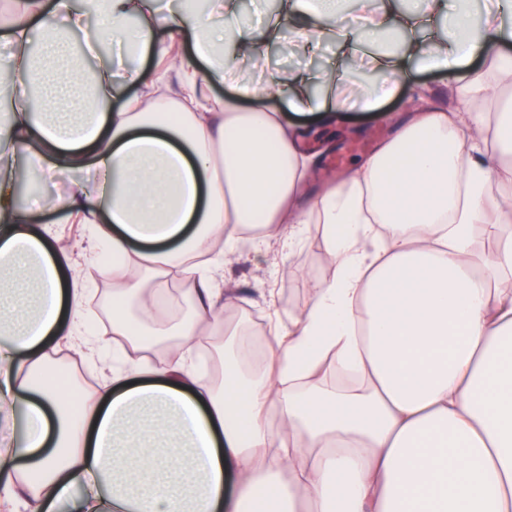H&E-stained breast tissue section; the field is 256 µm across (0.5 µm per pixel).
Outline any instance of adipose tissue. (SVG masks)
Returning a JSON list of instances; mask_svg holds the SVG:
<instances>
[{
    "label": "adipose tissue",
    "mask_w": 512,
    "mask_h": 512,
    "mask_svg": "<svg viewBox=\"0 0 512 512\" xmlns=\"http://www.w3.org/2000/svg\"><path fill=\"white\" fill-rule=\"evenodd\" d=\"M0 25L9 89L0 104V507L5 512H512V0L473 20L472 0L426 11L369 12L339 24L347 0H285L304 50L325 39L352 52L404 31V52L380 50L365 108L390 96L409 61L455 69L475 55L453 104L416 102L396 132L343 178H321L307 126L335 123L351 99L334 69L272 71L262 35L226 30L215 14L239 0H10ZM448 35L420 33L435 16ZM84 46L74 52L73 34ZM132 58L74 84L101 40ZM39 40L38 54L25 45ZM180 47L175 82L146 76L147 57ZM233 80L219 99L214 85ZM174 84L171 96L159 90ZM278 97L279 110L259 107ZM310 123V124H311ZM69 176L58 198L17 200L18 163ZM319 192L313 210L305 201ZM93 227L92 258L112 257L113 337L161 363L106 370L97 385H56L58 355L93 361L88 295L72 253L42 214ZM318 219L330 276L303 310L269 312L272 344L252 362L224 311L225 254L245 228L257 243L296 248ZM482 225L490 251L472 246ZM230 349L224 385L202 383L205 337ZM351 369L353 386L322 369Z\"/></svg>",
    "instance_id": "obj_1"
}]
</instances>
